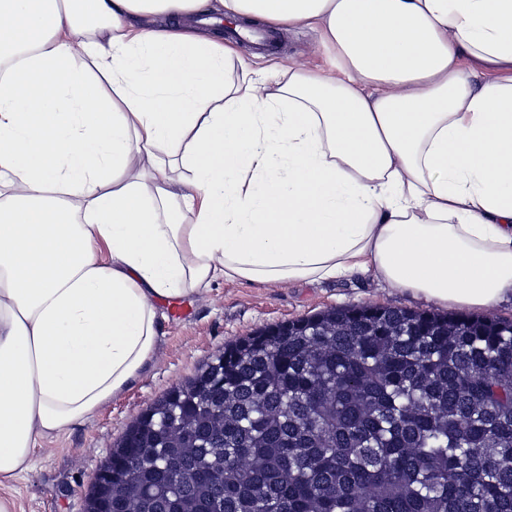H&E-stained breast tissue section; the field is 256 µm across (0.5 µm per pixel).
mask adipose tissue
I'll return each instance as SVG.
<instances>
[{
  "instance_id": "obj_1",
  "label": "adipose tissue",
  "mask_w": 512,
  "mask_h": 512,
  "mask_svg": "<svg viewBox=\"0 0 512 512\" xmlns=\"http://www.w3.org/2000/svg\"><path fill=\"white\" fill-rule=\"evenodd\" d=\"M223 17L314 29L329 66L238 94ZM3 62L0 487L149 369L158 299L512 298V0H0Z\"/></svg>"
}]
</instances>
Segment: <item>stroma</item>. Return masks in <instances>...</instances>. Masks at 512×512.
<instances>
[{
	"label": "stroma",
	"mask_w": 512,
	"mask_h": 512,
	"mask_svg": "<svg viewBox=\"0 0 512 512\" xmlns=\"http://www.w3.org/2000/svg\"><path fill=\"white\" fill-rule=\"evenodd\" d=\"M280 48L251 58L252 74L230 61L227 78L240 93L252 80L264 79L265 67L281 63L298 70L326 64L317 34L307 28L279 29ZM354 305H387L433 311V304L391 288L369 274H353L317 282L267 286L216 280L200 295L158 301L163 336L154 362L128 390L75 426L69 433L36 449L32 470L13 482L10 492L23 512H86L96 475L128 426L154 401L197 370L226 345L268 326L305 318L320 311Z\"/></svg>",
	"instance_id": "1"
}]
</instances>
